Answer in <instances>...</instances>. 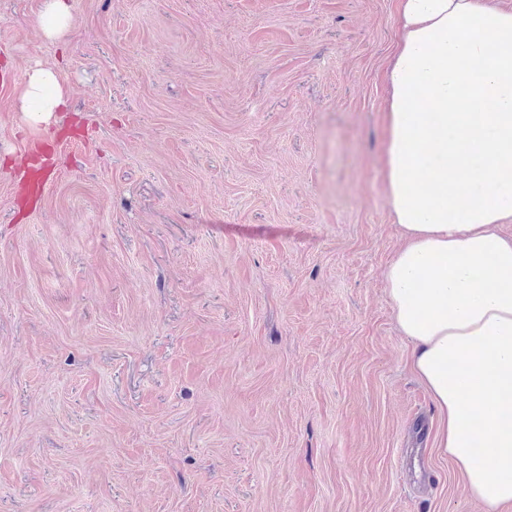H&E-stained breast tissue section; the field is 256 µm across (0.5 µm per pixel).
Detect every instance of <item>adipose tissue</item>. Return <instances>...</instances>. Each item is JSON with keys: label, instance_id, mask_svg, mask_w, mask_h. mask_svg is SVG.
I'll return each mask as SVG.
<instances>
[{"label": "adipose tissue", "instance_id": "adipose-tissue-1", "mask_svg": "<svg viewBox=\"0 0 512 512\" xmlns=\"http://www.w3.org/2000/svg\"><path fill=\"white\" fill-rule=\"evenodd\" d=\"M385 74L386 200L405 244L384 278L413 371L442 424L436 443L485 512H512V9L494 0H398ZM24 121L64 93L31 71ZM486 448L476 457V447Z\"/></svg>", "mask_w": 512, "mask_h": 512}]
</instances>
